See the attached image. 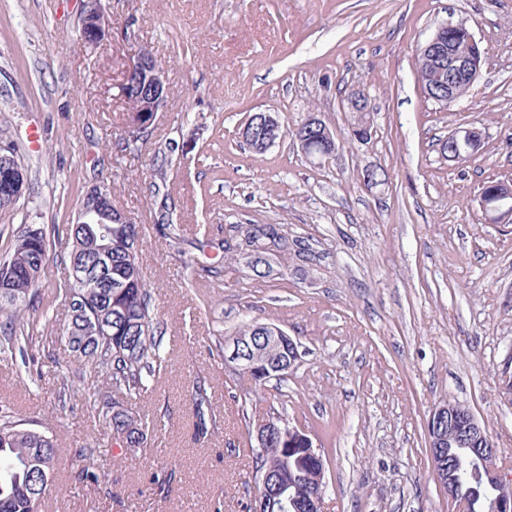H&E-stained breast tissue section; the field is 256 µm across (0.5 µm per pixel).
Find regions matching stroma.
I'll return each instance as SVG.
<instances>
[{
	"label": "stroma",
	"instance_id": "obj_1",
	"mask_svg": "<svg viewBox=\"0 0 512 512\" xmlns=\"http://www.w3.org/2000/svg\"><path fill=\"white\" fill-rule=\"evenodd\" d=\"M112 40L85 51L78 0H0V147L28 174L0 211V259L26 226L49 241L42 285L68 275L66 228L87 191L107 183L135 217L139 261L161 323L166 374L137 412L164 424L147 447L105 435L64 386L80 380L57 331L65 303L45 299L34 330L58 358L41 381L0 346V408L43 423L61 453L44 512H248L254 495L247 423L281 416L325 460L323 512H448L427 419L468 408L512 475V406L499 394L512 355V223H488L479 190L512 179V0H108ZM134 20L136 39L122 28ZM466 23L485 63L451 108L424 98L417 46ZM149 47L168 100L139 149L126 148L125 60ZM368 98L372 137L355 140L349 91ZM269 111L285 137L257 154L239 135ZM315 112L338 149L311 159L292 129ZM478 128L465 162L440 139ZM39 143H31L32 130ZM384 170L367 183L366 170ZM235 224H275L313 253L278 255L258 278L220 249ZM273 323L298 344L285 375L256 386L225 360L230 338ZM204 384L217 415L193 435L191 394ZM94 449L97 483L76 484L78 449ZM175 472L165 492L154 476Z\"/></svg>",
	"mask_w": 512,
	"mask_h": 512
}]
</instances>
